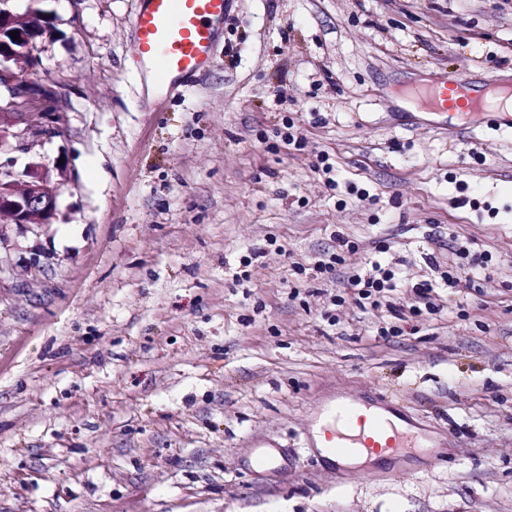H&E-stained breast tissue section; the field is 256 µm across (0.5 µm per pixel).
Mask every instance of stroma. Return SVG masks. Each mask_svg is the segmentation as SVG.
<instances>
[{
    "label": "stroma",
    "mask_w": 512,
    "mask_h": 512,
    "mask_svg": "<svg viewBox=\"0 0 512 512\" xmlns=\"http://www.w3.org/2000/svg\"><path fill=\"white\" fill-rule=\"evenodd\" d=\"M11 7L55 15L32 82L66 133L18 155L56 220L0 246V512H512V129L396 105L512 85V0H230L161 104L138 0ZM377 264L395 288L361 306ZM379 392L438 453L328 464L316 412ZM471 93L470 82L463 73L453 83L449 85L444 84L443 87L439 88L437 96L448 111L460 107L465 102L467 105L471 104V106L480 107L482 105V97L472 96ZM376 269L381 272V277H365L360 274H353L350 276L348 283L350 288H353L358 295L360 303L362 300H370L372 296L380 295L384 290H392L395 287L392 280L394 274L391 271H382L380 265H376Z\"/></svg>",
    "instance_id": "stroma-1"
}]
</instances>
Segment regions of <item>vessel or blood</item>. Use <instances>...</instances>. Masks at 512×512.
Wrapping results in <instances>:
<instances>
[{
  "label": "vessel or blood",
  "mask_w": 512,
  "mask_h": 512,
  "mask_svg": "<svg viewBox=\"0 0 512 512\" xmlns=\"http://www.w3.org/2000/svg\"><path fill=\"white\" fill-rule=\"evenodd\" d=\"M230 0H140L133 17L135 39L131 55L145 75H156L170 89L205 69L212 60ZM447 109L463 104L478 107L466 76L438 91ZM394 402L380 397L373 405L339 403L327 410L333 426L323 428V445L337 455L357 449L366 455H398L428 447L417 425L397 429L388 419Z\"/></svg>",
  "instance_id": "vessel-or-blood-1"
}]
</instances>
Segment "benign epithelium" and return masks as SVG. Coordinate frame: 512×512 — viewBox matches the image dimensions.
Wrapping results in <instances>:
<instances>
[{"label": "benign epithelium", "instance_id": "7a95c632", "mask_svg": "<svg viewBox=\"0 0 512 512\" xmlns=\"http://www.w3.org/2000/svg\"><path fill=\"white\" fill-rule=\"evenodd\" d=\"M10 0H0V87L8 95L0 98V155L21 150L35 137H57L65 134L66 123L59 112H51V101L33 93L32 83L18 81L12 64L25 59L39 61V37L29 35L19 25L20 18L7 8ZM19 31L23 42L18 51L7 40L10 32ZM47 119L44 124L41 119ZM17 158L0 161V217L20 229L43 228L53 224L57 216L60 186L51 179L49 168L36 161L16 168Z\"/></svg>", "mask_w": 512, "mask_h": 512}]
</instances>
